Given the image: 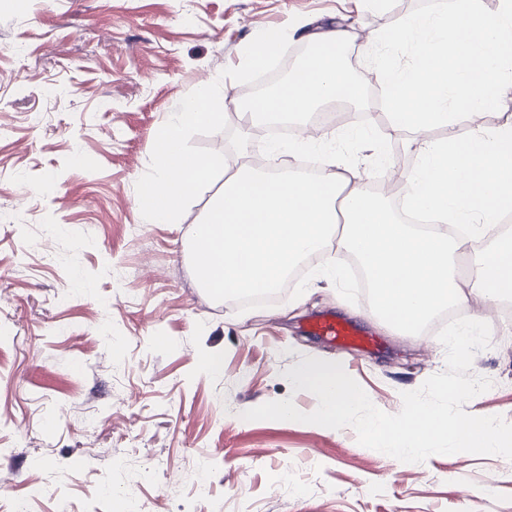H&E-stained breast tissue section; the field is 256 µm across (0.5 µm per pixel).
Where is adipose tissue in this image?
Listing matches in <instances>:
<instances>
[{
  "label": "adipose tissue",
  "mask_w": 512,
  "mask_h": 512,
  "mask_svg": "<svg viewBox=\"0 0 512 512\" xmlns=\"http://www.w3.org/2000/svg\"><path fill=\"white\" fill-rule=\"evenodd\" d=\"M480 2L460 0L452 11L437 0L431 12L368 36L362 46L367 53L381 43L412 49L407 67L393 68L382 56L373 69L391 112L387 137L407 134L418 146L416 170L399 175L407 208L467 225L473 237L512 210V126L479 125L463 141L429 133L447 125L456 104L478 117L512 96V77L503 71L504 57H512V0H501L493 14ZM349 40L340 26L318 35L322 53L280 89L239 105L242 122L300 116L342 92L362 102L336 54ZM367 179V171L334 159L315 178L225 168L222 187L193 227L200 287L222 296L267 292L298 261L332 244L358 258L377 295L375 315L401 331L417 330L440 306L468 304L474 294L492 302L512 297L511 236L498 237L469 280H455L450 259L464 240L416 234L369 191Z\"/></svg>",
  "instance_id": "adipose-tissue-1"
}]
</instances>
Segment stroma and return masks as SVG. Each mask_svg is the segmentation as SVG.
<instances>
[{"label": "stroma", "instance_id": "1", "mask_svg": "<svg viewBox=\"0 0 512 512\" xmlns=\"http://www.w3.org/2000/svg\"><path fill=\"white\" fill-rule=\"evenodd\" d=\"M434 0H0V512H512V460L433 455L395 464L352 428L243 420L244 411L315 395L284 372L302 354L333 358L379 409L445 368L436 337L373 315L353 255H316L276 299L208 298L193 268L192 226L213 189L169 224L144 220L135 184L155 134L181 99L241 64L246 42L290 21L350 28L344 64L368 70V35L432 11ZM233 83L226 134L192 145L226 162L278 168L243 127ZM368 139L333 126L309 153L378 175V155L415 168L411 139L385 140L383 96ZM330 313L377 341L348 350L309 335ZM460 315L491 325L472 372L492 382L467 402L512 423V312L472 301ZM219 356L212 372L205 362Z\"/></svg>", "mask_w": 512, "mask_h": 512}]
</instances>
